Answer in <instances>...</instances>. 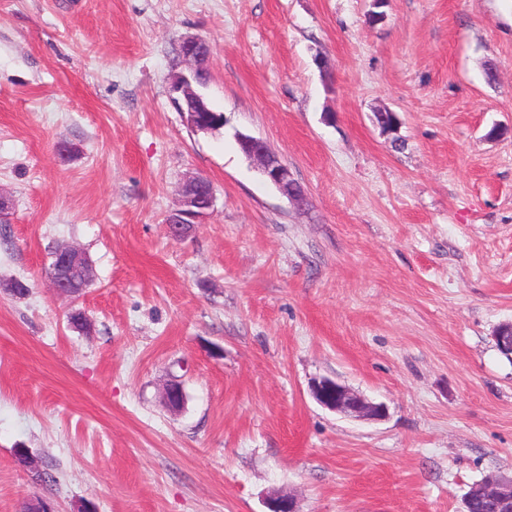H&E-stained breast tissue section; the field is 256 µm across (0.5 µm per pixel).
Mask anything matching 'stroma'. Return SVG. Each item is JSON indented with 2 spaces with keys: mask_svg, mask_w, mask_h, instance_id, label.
I'll use <instances>...</instances> for the list:
<instances>
[{
  "mask_svg": "<svg viewBox=\"0 0 512 512\" xmlns=\"http://www.w3.org/2000/svg\"><path fill=\"white\" fill-rule=\"evenodd\" d=\"M371 10L0 0V512L36 497L268 512L278 496L296 512H462L472 483L512 477V360L495 340L512 322V0ZM185 36L210 45L212 133L170 93ZM382 109L395 133L374 125ZM191 174L216 202L176 239L166 219ZM60 244L93 268L74 299L47 278ZM15 279L28 295L3 291ZM324 377L385 418L321 406ZM238 143L247 157L258 162L264 177L283 196L291 201L302 200L300 184L294 178L291 168L271 152L262 139L250 135H241L238 138Z\"/></svg>",
  "mask_w": 512,
  "mask_h": 512,
  "instance_id": "obj_1",
  "label": "stroma"
}]
</instances>
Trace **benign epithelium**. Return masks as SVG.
<instances>
[{
    "instance_id": "benign-epithelium-1",
    "label": "benign epithelium",
    "mask_w": 512,
    "mask_h": 512,
    "mask_svg": "<svg viewBox=\"0 0 512 512\" xmlns=\"http://www.w3.org/2000/svg\"><path fill=\"white\" fill-rule=\"evenodd\" d=\"M201 43L198 37L188 36L179 44L184 71L170 83L173 102L180 112L188 114L186 123L196 133H209L219 121L213 118L214 112L205 103L196 87L199 78V58L196 48ZM238 143L245 155L258 162L264 177L285 197L292 201L302 200L300 184L294 178L287 163L269 150L260 138L241 135ZM215 203V191L211 181L202 175L187 176L180 187L178 208L168 221L170 234L175 238L189 236ZM50 281L56 294L74 298L87 288L93 279L92 265L82 250L74 245H59L53 250ZM313 397L325 408L346 417L380 420L387 407L373 403L351 391L341 383L322 378L313 383ZM479 497L497 503L512 512V479L504 481L495 476H487L471 486L465 496V503Z\"/></svg>"
}]
</instances>
